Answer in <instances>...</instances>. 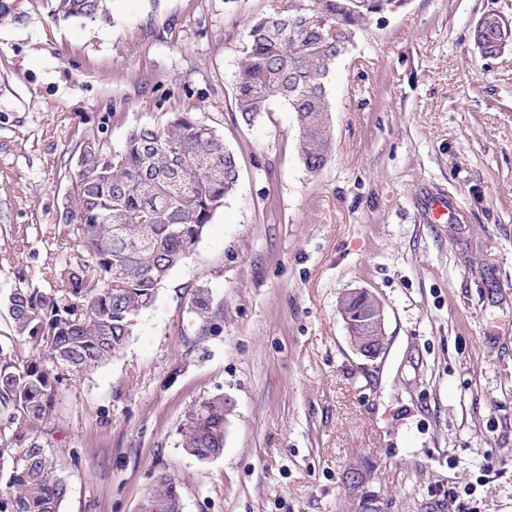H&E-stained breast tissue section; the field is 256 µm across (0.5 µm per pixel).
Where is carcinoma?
<instances>
[{"label":"carcinoma","instance_id":"carcinoma-1","mask_svg":"<svg viewBox=\"0 0 512 512\" xmlns=\"http://www.w3.org/2000/svg\"><path fill=\"white\" fill-rule=\"evenodd\" d=\"M380 0H288L254 19L234 99L250 123L272 99L295 113L299 154L319 172L332 153L326 82ZM103 0H52L54 19H95ZM481 53L512 41L502 21L474 29ZM237 155L205 122L185 112L165 124L131 129L119 152L99 138L79 145L71 188L55 237L78 244L61 257V287L40 289L24 276L4 298L13 339L35 346L21 358L0 343V458H16L0 512H61L68 485L42 439L61 372L82 376L125 348L135 319L152 307L160 284L200 241L238 181ZM224 396L208 397L179 424L181 446L197 457L224 451ZM180 492L164 475L142 512H179Z\"/></svg>","mask_w":512,"mask_h":512}]
</instances>
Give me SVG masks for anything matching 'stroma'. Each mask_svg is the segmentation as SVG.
Here are the masks:
<instances>
[{
	"label": "stroma",
	"mask_w": 512,
	"mask_h": 512,
	"mask_svg": "<svg viewBox=\"0 0 512 512\" xmlns=\"http://www.w3.org/2000/svg\"><path fill=\"white\" fill-rule=\"evenodd\" d=\"M0 22V296L45 286L74 147L189 112L239 177L161 284L125 349L65 377L43 424L62 512H140L161 476L182 512H512V43L483 56L485 14L512 0H395L327 82L333 150L304 167L293 112L242 121L248 22L288 0H106L56 21L5 0ZM452 221L428 216L429 197ZM210 290V311L192 304ZM384 306L386 347L355 353L350 289ZM224 396V451L200 460L179 424ZM368 476L366 472L361 469L353 468L347 473L346 485L350 493L359 499L364 512H380V510L373 504V498L367 491Z\"/></svg>",
	"instance_id": "stroma-1"
}]
</instances>
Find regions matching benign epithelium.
<instances>
[{
  "mask_svg": "<svg viewBox=\"0 0 512 512\" xmlns=\"http://www.w3.org/2000/svg\"><path fill=\"white\" fill-rule=\"evenodd\" d=\"M362 291L353 289L340 300V312L348 330L354 351L368 359L377 358L384 348L386 337L385 311L378 303L373 308L352 309ZM368 476L361 469L354 468L347 473L346 485L350 493L359 499L364 512H380L373 504L367 491Z\"/></svg>",
  "mask_w": 512,
  "mask_h": 512,
  "instance_id": "7a95c632",
  "label": "benign epithelium"
}]
</instances>
